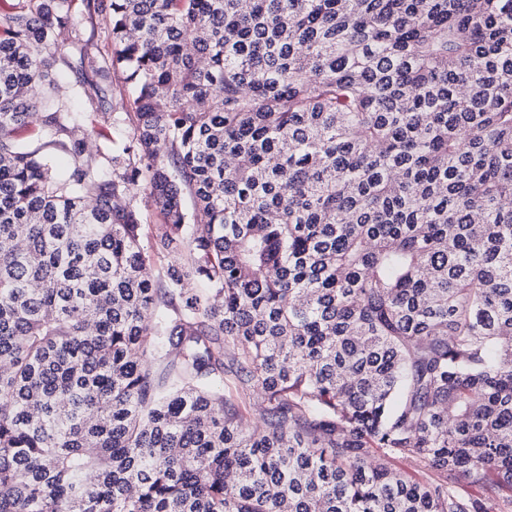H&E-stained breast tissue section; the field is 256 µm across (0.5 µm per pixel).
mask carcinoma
<instances>
[{"instance_id":"cac0c4a2","label":"carcinoma","mask_w":512,"mask_h":512,"mask_svg":"<svg viewBox=\"0 0 512 512\" xmlns=\"http://www.w3.org/2000/svg\"><path fill=\"white\" fill-rule=\"evenodd\" d=\"M72 2L0 14V512H512V0ZM82 8L78 9L74 14V22L79 27H81V31L86 35H89L90 32L94 29L95 39L97 40L100 48L103 52L108 50V30L106 25V20L103 16L93 14L92 19L87 15V13ZM42 96L45 109L49 112L55 110L60 102L71 104L74 110L88 107V103L76 94L75 79L72 74L62 76L54 86L49 87L46 84Z\"/></svg>"}]
</instances>
